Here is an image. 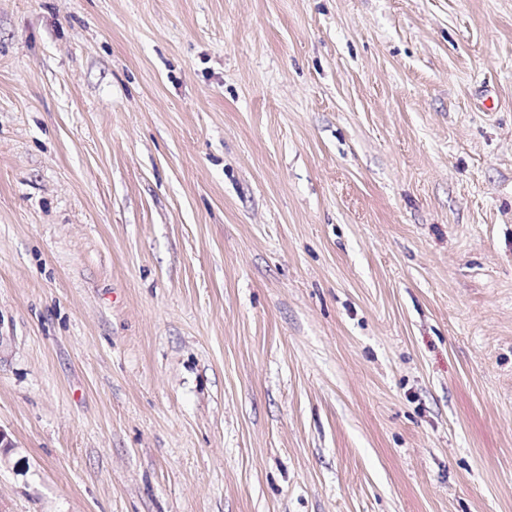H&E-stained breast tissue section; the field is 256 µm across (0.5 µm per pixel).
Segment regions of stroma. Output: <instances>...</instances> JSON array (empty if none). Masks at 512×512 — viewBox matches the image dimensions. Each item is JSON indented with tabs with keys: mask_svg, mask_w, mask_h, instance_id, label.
Masks as SVG:
<instances>
[{
	"mask_svg": "<svg viewBox=\"0 0 512 512\" xmlns=\"http://www.w3.org/2000/svg\"><path fill=\"white\" fill-rule=\"evenodd\" d=\"M0 512H512V0H0Z\"/></svg>",
	"mask_w": 512,
	"mask_h": 512,
	"instance_id": "35a3bbf8",
	"label": "stroma"
}]
</instances>
